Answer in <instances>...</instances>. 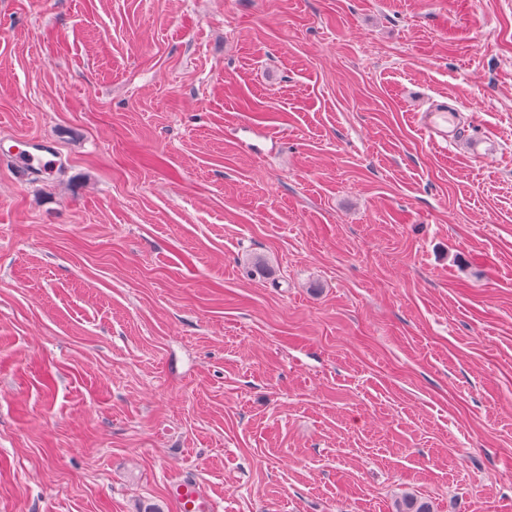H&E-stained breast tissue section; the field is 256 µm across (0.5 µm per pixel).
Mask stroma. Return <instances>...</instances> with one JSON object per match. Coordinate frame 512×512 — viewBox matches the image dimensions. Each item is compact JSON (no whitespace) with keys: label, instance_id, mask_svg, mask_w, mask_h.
I'll return each mask as SVG.
<instances>
[{"label":"stroma","instance_id":"1","mask_svg":"<svg viewBox=\"0 0 512 512\" xmlns=\"http://www.w3.org/2000/svg\"><path fill=\"white\" fill-rule=\"evenodd\" d=\"M47 137L0 512H512V0H0V139ZM418 127L429 142L446 147L469 135L474 120L444 101H431L428 107L415 114ZM170 494L180 512H214L213 499L204 486L191 477H175L169 484Z\"/></svg>","mask_w":512,"mask_h":512}]
</instances>
